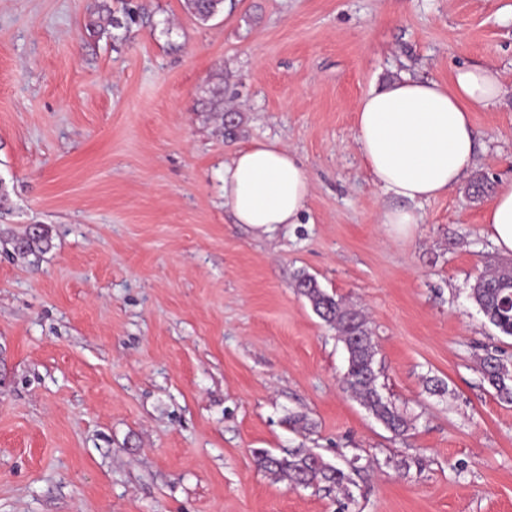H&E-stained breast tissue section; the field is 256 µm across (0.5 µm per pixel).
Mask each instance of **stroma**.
I'll return each instance as SVG.
<instances>
[{"instance_id": "1", "label": "stroma", "mask_w": 512, "mask_h": 512, "mask_svg": "<svg viewBox=\"0 0 512 512\" xmlns=\"http://www.w3.org/2000/svg\"><path fill=\"white\" fill-rule=\"evenodd\" d=\"M465 65L503 86L474 164L418 224H380L398 201L358 99ZM253 142L306 165L300 223L225 210ZM511 177L512 0H224L205 23L186 0H0V512H512V403L479 368L512 365V337L469 299L512 267L469 188ZM31 224L51 247L23 258ZM302 273L365 313L406 435L344 390ZM291 448L352 501L258 469Z\"/></svg>"}]
</instances>
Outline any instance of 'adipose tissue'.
<instances>
[{"label": "adipose tissue", "instance_id": "ef3b65f1", "mask_svg": "<svg viewBox=\"0 0 512 512\" xmlns=\"http://www.w3.org/2000/svg\"><path fill=\"white\" fill-rule=\"evenodd\" d=\"M501 79L490 67L456 68L450 82L402 77L356 103V143L373 182L400 199L381 224L418 223L413 206L448 193L476 153L472 114L496 104ZM310 190L307 168L278 143L241 148L224 165V207L235 223L271 229L301 220ZM498 251L512 255V179L501 181L483 215Z\"/></svg>", "mask_w": 512, "mask_h": 512}]
</instances>
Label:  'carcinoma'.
<instances>
[{"mask_svg": "<svg viewBox=\"0 0 512 512\" xmlns=\"http://www.w3.org/2000/svg\"><path fill=\"white\" fill-rule=\"evenodd\" d=\"M187 7L203 22L224 8V0H187ZM51 239L43 226L29 228L14 243L20 254L43 253ZM296 287L307 298L313 311L336 329V335L348 353V366L342 382L363 407L397 436L408 431V422L396 404L377 387V345L365 317L346 306L342 300L321 289L315 278L302 275ZM512 292V268H498L477 278L470 299L487 321L506 336H512V311L503 308L501 297ZM483 379L502 401L512 403V370L500 356L486 354L480 362ZM257 466L279 480L288 481L291 488L324 483L329 488L343 489L350 477L340 467L325 461L307 448H293L283 456L261 452Z\"/></svg>", "mask_w": 512, "mask_h": 512, "instance_id": "carcinoma-1", "label": "carcinoma"}]
</instances>
